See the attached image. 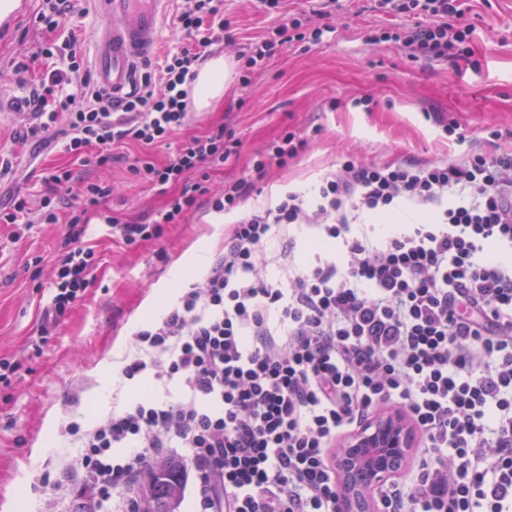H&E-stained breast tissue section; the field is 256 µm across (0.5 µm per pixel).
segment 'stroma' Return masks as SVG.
I'll return each mask as SVG.
<instances>
[{"instance_id":"35a3bbf8","label":"stroma","mask_w":512,"mask_h":512,"mask_svg":"<svg viewBox=\"0 0 512 512\" xmlns=\"http://www.w3.org/2000/svg\"><path fill=\"white\" fill-rule=\"evenodd\" d=\"M29 2L13 30L0 35L4 101L27 94L10 67L38 37L33 21L42 2ZM224 17L229 26L214 51L229 62L237 47L278 22L256 0H224ZM466 19L475 27L472 53L456 62L414 61L395 43H370L373 29L386 19L367 0L358 11L334 13L333 33L309 51L276 47L250 85L230 78L223 95L189 119L188 134L228 122L241 143L236 165L213 173L214 185L241 175L254 153L288 127L300 131L306 146L287 167L269 171L245 208L267 205L285 190L309 192L324 169L350 152L367 162L422 163L512 152V0H474ZM436 112L458 122L466 141L437 125ZM18 132L10 110L0 111V148H15L18 166L14 179L0 182L1 203L17 192L42 193L50 169L68 165L111 181L115 191L105 206L121 208L126 219L145 220L164 202L127 163L102 172L95 158L72 161L57 145L15 146ZM230 221L195 209L184 223L164 225L160 238L137 247L92 226L87 243L101 257L97 280L45 343L38 325L49 299L47 273L33 258L58 259L64 227L36 224L18 238L14 225L0 224V356L19 365L11 383L0 382V503L16 498L19 512H77L85 505L83 497L60 499L52 490L61 467L80 452L69 425L88 430L150 391L149 379L129 381L121 374L135 352L134 332L171 306L186 285L178 272L184 258L196 255L198 268H205L223 246Z\"/></svg>"}]
</instances>
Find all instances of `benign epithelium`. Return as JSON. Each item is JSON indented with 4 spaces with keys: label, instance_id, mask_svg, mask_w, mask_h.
<instances>
[{
    "label": "benign epithelium",
    "instance_id": "1",
    "mask_svg": "<svg viewBox=\"0 0 512 512\" xmlns=\"http://www.w3.org/2000/svg\"><path fill=\"white\" fill-rule=\"evenodd\" d=\"M415 447L416 433L404 413L384 410L369 417L336 454L339 512H381L380 490L405 470Z\"/></svg>",
    "mask_w": 512,
    "mask_h": 512
}]
</instances>
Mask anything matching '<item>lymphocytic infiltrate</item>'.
<instances>
[{
  "mask_svg": "<svg viewBox=\"0 0 512 512\" xmlns=\"http://www.w3.org/2000/svg\"><path fill=\"white\" fill-rule=\"evenodd\" d=\"M337 3L315 0L239 49L241 83L264 70L275 44L322 41ZM465 4L373 0L381 15L415 20L379 39L426 63L468 58L475 29L461 22ZM83 15L78 0H42V37L13 68L29 88L9 104L24 139L62 143L73 159L91 154L104 167L125 160L126 141L147 149L185 130L197 66L224 41V0H182L172 23L185 45L144 60L117 120L75 37H54ZM304 145L284 132L220 191L213 172L239 159L229 125L187 136L164 162L135 157L132 171L166 198L146 222L104 211L114 188L99 179L81 182L78 203H64L56 192L72 181L65 168L46 176L39 201L15 195L0 206L1 224L65 225L41 332L96 282L99 258L85 243L92 220L132 246L181 223L201 200L217 213L239 211L256 180ZM401 201L438 212L384 238L356 231L361 212L387 214ZM239 213L204 273L135 331L136 352L122 369L129 380L175 384L179 398L147 397L84 433L57 495L76 487L115 512H138L135 477L178 448L195 473V512H338L340 442L393 403L420 444L407 474L383 489L385 512H512V262L490 255L495 245L512 249V154L429 163L350 155L312 195L286 191ZM302 231L325 238V247L301 257L292 236ZM274 240L285 247L271 256Z\"/></svg>",
  "mask_w": 512,
  "mask_h": 512,
  "instance_id": "f902f5d3",
  "label": "lymphocytic infiltrate"
}]
</instances>
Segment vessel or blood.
I'll return each mask as SVG.
<instances>
[{"label":"vessel or blood","instance_id":"1","mask_svg":"<svg viewBox=\"0 0 512 512\" xmlns=\"http://www.w3.org/2000/svg\"><path fill=\"white\" fill-rule=\"evenodd\" d=\"M169 0H101L104 23L94 51L99 85L120 99L140 61L157 46Z\"/></svg>","mask_w":512,"mask_h":512}]
</instances>
